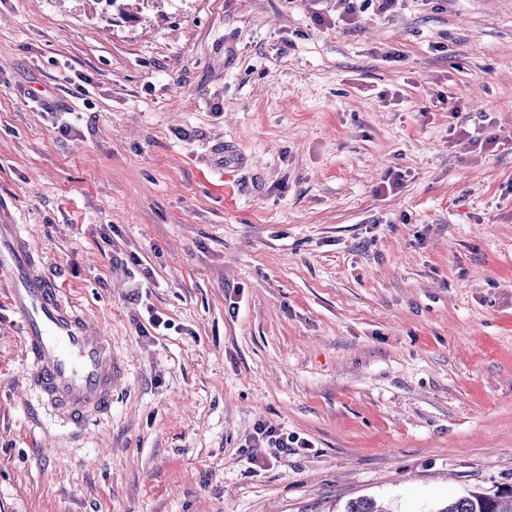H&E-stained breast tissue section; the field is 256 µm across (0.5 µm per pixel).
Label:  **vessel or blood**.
I'll return each instance as SVG.
<instances>
[{
    "label": "vessel or blood",
    "instance_id": "1",
    "mask_svg": "<svg viewBox=\"0 0 512 512\" xmlns=\"http://www.w3.org/2000/svg\"><path fill=\"white\" fill-rule=\"evenodd\" d=\"M0 276L10 285L30 385L60 419L74 425L107 413L112 390L124 376L121 361L86 313L59 296L41 270L30 231L1 207Z\"/></svg>",
    "mask_w": 512,
    "mask_h": 512
}]
</instances>
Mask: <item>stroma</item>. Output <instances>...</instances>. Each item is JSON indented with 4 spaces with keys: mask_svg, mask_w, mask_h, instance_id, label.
<instances>
[{
    "mask_svg": "<svg viewBox=\"0 0 512 512\" xmlns=\"http://www.w3.org/2000/svg\"><path fill=\"white\" fill-rule=\"evenodd\" d=\"M335 15L0 0V204L125 361L110 414L61 423L0 281V512L512 489V0ZM262 424L310 445L272 455Z\"/></svg>",
    "mask_w": 512,
    "mask_h": 512,
    "instance_id": "stroma-1",
    "label": "stroma"
}]
</instances>
